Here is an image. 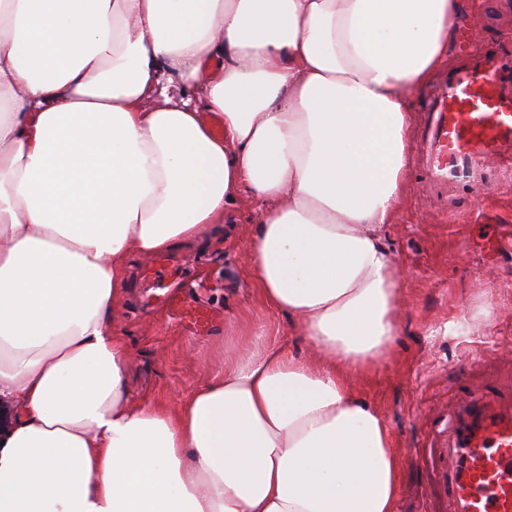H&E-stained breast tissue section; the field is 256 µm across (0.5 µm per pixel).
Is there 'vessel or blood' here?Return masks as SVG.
Listing matches in <instances>:
<instances>
[{
  "label": "vessel or blood",
  "mask_w": 512,
  "mask_h": 512,
  "mask_svg": "<svg viewBox=\"0 0 512 512\" xmlns=\"http://www.w3.org/2000/svg\"><path fill=\"white\" fill-rule=\"evenodd\" d=\"M420 142L424 185L435 197L458 185L480 192L488 164L512 170L511 45L469 54L438 81ZM166 300L197 327L213 322L176 295ZM433 463L445 512H512V387L489 386L462 401Z\"/></svg>",
  "instance_id": "vessel-or-blood-1"
}]
</instances>
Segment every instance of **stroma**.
<instances>
[{
  "label": "stroma",
  "instance_id": "1",
  "mask_svg": "<svg viewBox=\"0 0 512 512\" xmlns=\"http://www.w3.org/2000/svg\"><path fill=\"white\" fill-rule=\"evenodd\" d=\"M468 3L448 70L473 50L512 42V0ZM409 181L385 232L402 272L400 329L389 357L362 371L353 390L381 412L399 452L396 512H442V500L431 493V450L448 433L460 389H479L481 366L498 383L512 381V177L493 179L476 196L450 190L451 223L422 186L419 156L411 158ZM255 222L252 209H243L218 232L164 254L175 270L166 287L213 313L207 331L186 329L179 312L153 299L146 278L153 256L130 257L113 332L127 350L131 404H179L263 336L289 353L312 356L295 320L261 300L248 248Z\"/></svg>",
  "mask_w": 512,
  "mask_h": 512
}]
</instances>
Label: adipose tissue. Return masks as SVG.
<instances>
[{
    "mask_svg": "<svg viewBox=\"0 0 512 512\" xmlns=\"http://www.w3.org/2000/svg\"><path fill=\"white\" fill-rule=\"evenodd\" d=\"M465 6L0 0V512H395L352 380L398 331L410 98ZM164 69L203 107L158 98ZM244 205L261 296L315 360L248 349L175 409L130 405L128 257Z\"/></svg>",
    "mask_w": 512,
    "mask_h": 512,
    "instance_id": "ef3b65f1",
    "label": "adipose tissue"
}]
</instances>
